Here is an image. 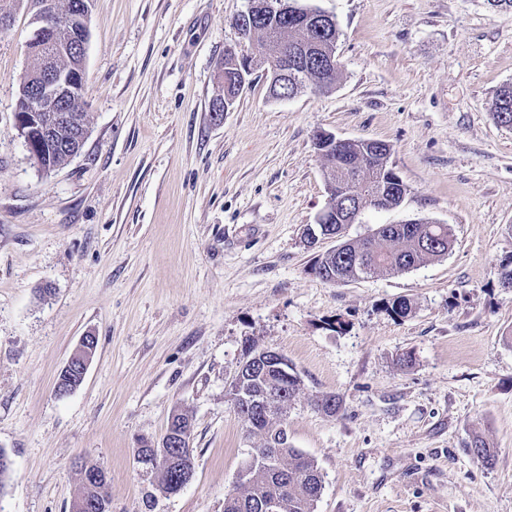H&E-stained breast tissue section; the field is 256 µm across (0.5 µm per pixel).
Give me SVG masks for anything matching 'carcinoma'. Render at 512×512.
I'll use <instances>...</instances> for the list:
<instances>
[{"instance_id":"obj_1","label":"carcinoma","mask_w":512,"mask_h":512,"mask_svg":"<svg viewBox=\"0 0 512 512\" xmlns=\"http://www.w3.org/2000/svg\"><path fill=\"white\" fill-rule=\"evenodd\" d=\"M299 7L285 15L257 18L249 31L248 40L260 41L261 54L282 46L294 54V69L288 72V83L269 88V94L281 93L293 97L309 86L330 89L340 74L333 65L336 59L334 45L339 37L335 20L313 18L314 8L296 0ZM496 121L512 127V84L502 86L493 103ZM322 157L328 169V179L339 186L356 181L361 191L354 197L336 196L328 208L338 215L346 205L376 207V190L384 185H395L400 177L389 163L390 147L381 141L353 140L341 148H327ZM68 160L67 153L53 151L41 158L42 170H55ZM450 229L446 224L418 220L413 224H381L369 237L347 241L346 247L334 254H319L311 272L322 281L346 283L378 272H406L445 257L452 246ZM301 386L299 375L283 380L277 377L255 376L248 380V390L258 399L269 394L277 407L257 418L249 432L262 436L264 444L254 452H262L274 459L270 467L257 465L251 471L248 483L236 497L224 499V512H265L267 500L278 498L280 512H313L314 503L323 490L324 478L317 462L281 439L279 425L288 414ZM317 410L335 415L340 399L335 394H324L314 402ZM470 452L483 464L490 466L494 453L480 435L473 436ZM80 494L87 503L109 495L108 487L81 481Z\"/></svg>"}]
</instances>
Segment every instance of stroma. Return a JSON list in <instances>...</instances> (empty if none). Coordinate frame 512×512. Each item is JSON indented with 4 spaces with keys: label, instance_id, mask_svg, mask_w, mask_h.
<instances>
[{
    "label": "stroma",
    "instance_id": "1",
    "mask_svg": "<svg viewBox=\"0 0 512 512\" xmlns=\"http://www.w3.org/2000/svg\"><path fill=\"white\" fill-rule=\"evenodd\" d=\"M308 3L337 21L336 84L275 100L257 73L218 122L225 49L258 50L234 25L248 0H92L89 134L49 175L14 125L31 11L0 32V512H70L81 462L106 472L112 512H224L261 444L226 397L249 343L300 377L285 426L323 473L314 512H512V288L498 279L512 129L491 112L512 84V10ZM320 131L386 142L407 187L345 238L427 220L449 225L447 256L341 285L313 275ZM90 331L85 379L58 397ZM326 393L338 414L315 408ZM176 413L195 475L168 495L136 450ZM476 434L493 466L469 453ZM96 340L97 337L92 333H87L85 336H82L77 353L68 360L63 368L68 369L69 367H74L76 363L77 367L82 372V378L84 380L88 363L96 351Z\"/></svg>",
    "mask_w": 512,
    "mask_h": 512
}]
</instances>
